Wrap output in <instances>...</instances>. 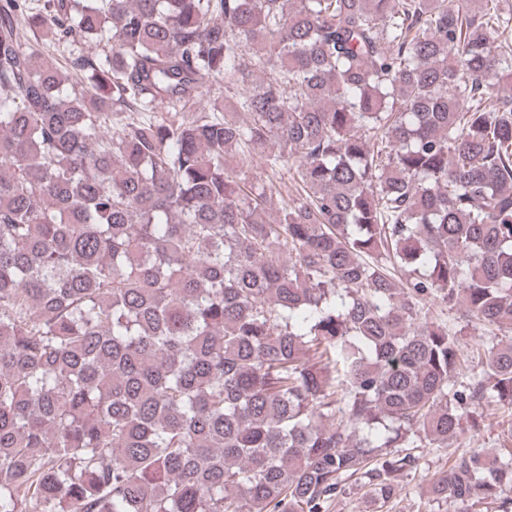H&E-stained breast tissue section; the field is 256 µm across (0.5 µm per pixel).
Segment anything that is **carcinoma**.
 Segmentation results:
<instances>
[{
  "instance_id": "obj_1",
  "label": "carcinoma",
  "mask_w": 512,
  "mask_h": 512,
  "mask_svg": "<svg viewBox=\"0 0 512 512\" xmlns=\"http://www.w3.org/2000/svg\"><path fill=\"white\" fill-rule=\"evenodd\" d=\"M504 84L502 0H0V512L384 507L512 407ZM428 480L512 512V418ZM436 312L434 313L439 320L443 322H447L450 324H454L456 329L460 331V342L462 346L463 352L468 354L473 348H475L482 340H484L488 335L484 331L481 330H473L471 326H466L465 323L461 322L457 317L459 316L456 310L450 308H435ZM510 412L507 407L497 411L483 412L480 416L464 422L463 430L458 438L444 448H418L420 454L419 467L403 479L405 489L400 491L388 506L376 509L369 502L366 489L359 483L349 482L346 494L335 504L331 512H459L460 505L451 501L435 500L428 492L425 475L435 470L447 468L448 451L455 448H494L500 422Z\"/></svg>"
}]
</instances>
